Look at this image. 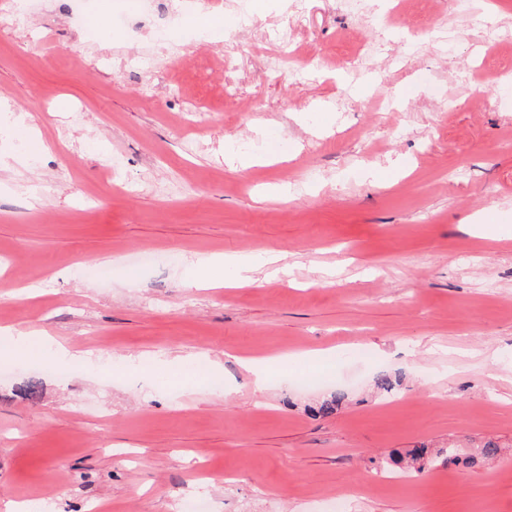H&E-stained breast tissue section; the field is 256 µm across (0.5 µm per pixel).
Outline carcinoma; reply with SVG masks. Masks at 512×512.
<instances>
[{
    "label": "carcinoma",
    "instance_id": "1",
    "mask_svg": "<svg viewBox=\"0 0 512 512\" xmlns=\"http://www.w3.org/2000/svg\"><path fill=\"white\" fill-rule=\"evenodd\" d=\"M345 400V393L336 391L330 397L322 400L318 407L312 410L315 416L330 414ZM502 446L493 439L485 440L480 446L474 449V453L463 458L459 454V448H415L411 451L401 452L393 450L384 457L381 469L384 471L400 470L410 474L420 475L426 469L439 465H457L464 461L474 464L480 460L486 462L500 456Z\"/></svg>",
    "mask_w": 512,
    "mask_h": 512
}]
</instances>
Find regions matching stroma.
Wrapping results in <instances>:
<instances>
[{
    "label": "stroma",
    "instance_id": "1",
    "mask_svg": "<svg viewBox=\"0 0 512 512\" xmlns=\"http://www.w3.org/2000/svg\"><path fill=\"white\" fill-rule=\"evenodd\" d=\"M224 2L127 0L104 38L83 0H27L20 21L0 0V118L47 144L0 131V326L84 355L63 372L0 360V512H179L194 494L211 512H512V457L379 480L394 449L512 446V71L471 80L512 13L443 0L438 38L432 0L393 19L386 0L360 17ZM284 33L291 71L265 53ZM347 33L380 48L353 80ZM271 250L282 279L189 285L210 255L261 269ZM319 349L263 390L235 362ZM195 355L224 391L189 363L173 379ZM381 371L401 374L394 395Z\"/></svg>",
    "mask_w": 512,
    "mask_h": 512
}]
</instances>
